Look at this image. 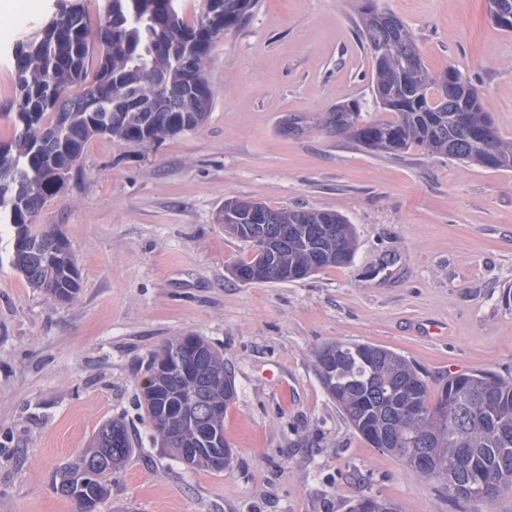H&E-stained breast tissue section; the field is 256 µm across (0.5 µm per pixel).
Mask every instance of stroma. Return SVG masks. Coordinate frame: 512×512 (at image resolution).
Wrapping results in <instances>:
<instances>
[{"mask_svg":"<svg viewBox=\"0 0 512 512\" xmlns=\"http://www.w3.org/2000/svg\"><path fill=\"white\" fill-rule=\"evenodd\" d=\"M412 30L425 67L471 80L512 138V33L486 0H378ZM55 0H0V139L13 131L12 23L39 28ZM350 0H260L215 43L207 121L155 144L89 141L80 170L37 214L68 238L80 290L62 304L12 268L0 225V512H76L60 471L107 422L134 449L99 512H474L409 473L347 423L316 370L336 342L393 350L427 375L512 380V171L428 154L370 153L346 135L281 130L288 114L375 103ZM230 199L335 211L356 232L351 263L304 280L244 284L251 246L216 214ZM224 355L236 398L233 460L188 467L153 440L136 397L151 355L176 336Z\"/></svg>","mask_w":512,"mask_h":512,"instance_id":"obj_1","label":"stroma"}]
</instances>
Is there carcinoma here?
Listing matches in <instances>:
<instances>
[{
	"mask_svg": "<svg viewBox=\"0 0 512 512\" xmlns=\"http://www.w3.org/2000/svg\"><path fill=\"white\" fill-rule=\"evenodd\" d=\"M258 0H210L207 24L188 22L181 0H104V20L96 34L87 23L84 0H58L51 17L16 43L14 133L0 140V154L13 173L0 177V224L13 233L12 265L33 288L60 302L79 290L78 269L70 254L56 247L58 232H41L38 211L57 196L52 170L79 168L88 141L106 136L130 144H149L200 127L208 117L212 90L205 65L215 41L238 27ZM357 27L372 60L375 101L394 118L375 120L357 103L336 105L322 127L347 134L371 153L395 154L413 145L450 159L492 170H512V141L494 132L491 146L474 133L492 125L479 90L460 73L448 90V71L430 72L422 63L408 25L376 0H362ZM97 58L92 81L88 60ZM135 103L139 111L112 118V99ZM278 223L292 227L288 240L271 257L275 267L309 258L315 271L345 266L353 258L355 232L337 212L303 207L275 211ZM229 234L248 244L262 225L238 222ZM239 281L260 275L253 260L237 263ZM202 363L224 369V357L195 337ZM316 370L330 398L370 446L392 443L386 452L414 475L449 486L469 473L502 474L501 494H512V381L490 372L448 378L436 396L428 382L400 354L364 343L336 342L316 355ZM196 375L161 371L153 390L142 394L146 422L179 458L196 451L190 466L210 468V450L224 441V417L205 432L190 422ZM423 415L402 411L411 398ZM132 442L120 422L98 432L94 448L68 469L60 492L77 501L100 503L110 493L106 477L129 456Z\"/></svg>",
	"mask_w": 512,
	"mask_h": 512,
	"instance_id": "obj_1",
	"label": "carcinoma"
}]
</instances>
